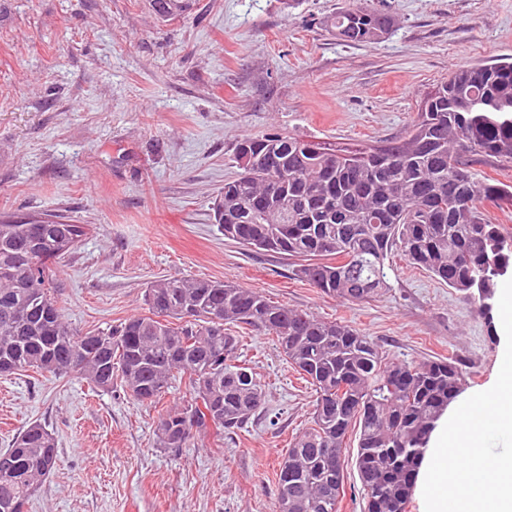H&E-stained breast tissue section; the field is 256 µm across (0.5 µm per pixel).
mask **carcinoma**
I'll list each match as a JSON object with an SVG mask.
<instances>
[{"mask_svg":"<svg viewBox=\"0 0 512 512\" xmlns=\"http://www.w3.org/2000/svg\"><path fill=\"white\" fill-rule=\"evenodd\" d=\"M161 18L191 0H151ZM346 43H371L391 28L389 13L364 6L330 16ZM278 148L277 174L258 166L224 182L213 220L224 237L254 251L302 261L298 272L321 293L362 302L388 288L387 260L398 256L450 288L474 295L496 288L493 262L512 264V238L487 206L512 208V183L480 177L464 154L512 162V61L458 70L421 100L407 136L356 149L294 134L245 137L240 154ZM86 224L40 216L0 219V373L76 374L109 391L120 382L141 405L157 409L162 447H189L209 429L240 428L264 405L256 373L239 360L235 329L276 338L288 363L316 387L313 424L289 443L279 466V496L291 512H338L344 491L339 459L354 432V466L363 512H408L432 430L460 395L464 374L451 358L389 362L359 330L310 311L276 305L229 281L188 277L149 283L147 313L106 332L80 335L52 294L56 240L80 243ZM40 250L29 255V236ZM36 264L41 287H26ZM187 378L190 398L158 408L173 381ZM58 465L45 426L30 424L0 450V512H25Z\"/></svg>","mask_w":512,"mask_h":512,"instance_id":"carcinoma-1","label":"carcinoma"}]
</instances>
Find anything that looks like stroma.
<instances>
[{
	"label": "stroma",
	"instance_id": "obj_1",
	"mask_svg": "<svg viewBox=\"0 0 512 512\" xmlns=\"http://www.w3.org/2000/svg\"><path fill=\"white\" fill-rule=\"evenodd\" d=\"M393 15L372 43L325 21L349 0H193L163 21L148 0H0V215L89 227L55 299L80 333L144 312L149 281L230 280L360 330L394 362L452 356L489 389L502 341L473 298L393 259L362 303L320 294L295 258L224 237L210 206L243 137L299 134L354 148L400 140L457 68L512 57V0H361ZM265 392L240 429L160 447L156 409L80 376H0V449L45 425L59 463L26 512H275L278 468L316 392L273 336L239 347Z\"/></svg>",
	"mask_w": 512,
	"mask_h": 512
}]
</instances>
